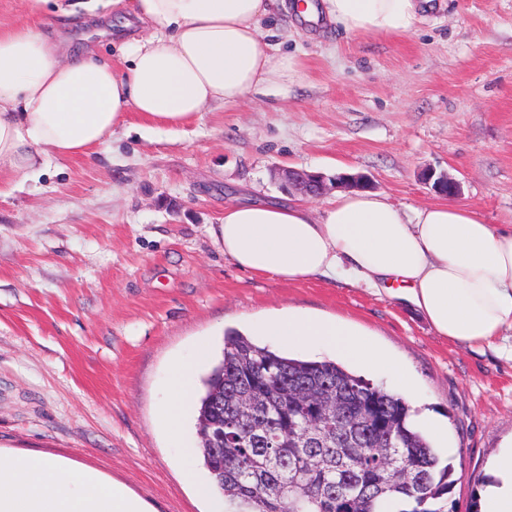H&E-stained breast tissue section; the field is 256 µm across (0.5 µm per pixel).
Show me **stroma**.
I'll return each instance as SVG.
<instances>
[{"instance_id": "stroma-1", "label": "stroma", "mask_w": 512, "mask_h": 512, "mask_svg": "<svg viewBox=\"0 0 512 512\" xmlns=\"http://www.w3.org/2000/svg\"><path fill=\"white\" fill-rule=\"evenodd\" d=\"M299 65L287 89L208 106L171 132L129 114L106 152L51 158L0 194V449L94 468L155 512H208L183 479L197 443L160 425L169 370L199 343L285 310L347 319L442 420L455 512L512 436V363L439 336L416 310L345 280L288 282L238 269L211 224L235 197L282 196L279 169L361 172L406 213L437 202L423 169L459 180L458 205L512 224V0H434L410 34L352 35L276 5L261 22ZM147 27L111 8L62 22L64 56Z\"/></svg>"}]
</instances>
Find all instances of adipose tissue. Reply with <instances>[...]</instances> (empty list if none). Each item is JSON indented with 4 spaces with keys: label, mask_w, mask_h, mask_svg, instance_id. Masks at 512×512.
I'll return each mask as SVG.
<instances>
[{
    "label": "adipose tissue",
    "mask_w": 512,
    "mask_h": 512,
    "mask_svg": "<svg viewBox=\"0 0 512 512\" xmlns=\"http://www.w3.org/2000/svg\"><path fill=\"white\" fill-rule=\"evenodd\" d=\"M113 5L151 28L123 43V68L93 52L63 58L49 23L0 27V176L28 181L47 159L83 157L108 146L128 113L177 128L205 107L238 102L259 87L284 86L292 61L260 29L275 0H70L71 19ZM324 9L347 32L411 33L431 0H298L303 17ZM209 234L225 258L256 275L296 282L335 279L393 291L439 335L491 347L512 362V225L440 202L414 215L386 196L356 190L321 212L285 199L239 201ZM257 335L311 346L370 366L390 367L362 333L332 316L288 310L257 324ZM210 359L199 346L169 373L160 420L180 437L195 400V372ZM480 512H512V437L489 462ZM0 512H154L123 483L39 452L0 453Z\"/></svg>",
    "instance_id": "obj_1"
}]
</instances>
